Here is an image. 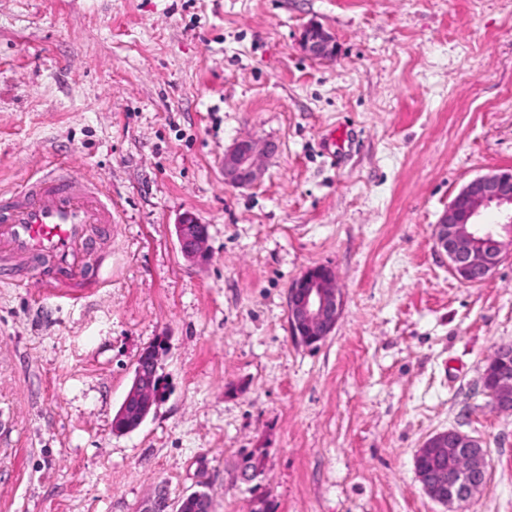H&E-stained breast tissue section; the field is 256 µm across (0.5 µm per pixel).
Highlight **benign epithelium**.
<instances>
[{
    "label": "benign epithelium",
    "instance_id": "benign-epithelium-1",
    "mask_svg": "<svg viewBox=\"0 0 512 512\" xmlns=\"http://www.w3.org/2000/svg\"><path fill=\"white\" fill-rule=\"evenodd\" d=\"M301 50L315 60L336 54L333 35L322 25L311 23L300 39ZM276 145L252 136L237 139L224 153V183L235 188L250 187L265 172L267 161L276 153ZM500 209L499 221L488 225L481 221L483 210ZM181 253L190 261L206 259L208 226L190 215L175 225ZM433 238L437 249L448 258V269L460 281L478 284L489 279L503 260L505 247H512V170H496L469 181L448 203L435 225ZM288 332L301 344L311 347L331 335L340 317L343 299L333 271L324 265L305 269L288 286ZM496 383L491 391L493 408L512 412V352L494 355ZM158 358L135 365L132 385L122 410L147 412L155 403L153 382ZM436 455L441 464L432 468L421 458ZM487 452L478 441L455 429L441 431L427 439L414 457L417 480L433 500L454 505L467 501L486 482Z\"/></svg>",
    "mask_w": 512,
    "mask_h": 512
}]
</instances>
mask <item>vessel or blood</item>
Segmentation results:
<instances>
[{"label": "vessel or blood", "instance_id": "b4317fda", "mask_svg": "<svg viewBox=\"0 0 512 512\" xmlns=\"http://www.w3.org/2000/svg\"><path fill=\"white\" fill-rule=\"evenodd\" d=\"M112 222V199L99 183L57 165L24 189L0 195V283L35 267L53 288H94L88 255L95 227Z\"/></svg>", "mask_w": 512, "mask_h": 512}]
</instances>
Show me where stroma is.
<instances>
[{"label":"stroma","instance_id":"1","mask_svg":"<svg viewBox=\"0 0 512 512\" xmlns=\"http://www.w3.org/2000/svg\"><path fill=\"white\" fill-rule=\"evenodd\" d=\"M318 22L336 56L299 47ZM273 141L225 185L239 137ZM68 163L112 196L100 288L0 286V512H448L414 456L456 429L487 450L459 512H512V413L483 387L512 344V255L448 270L433 230L471 179L512 169V0H0V193ZM207 225L187 260L175 226ZM335 274L316 346L287 290ZM161 397L112 420L142 351ZM276 151L271 141L252 136L238 138L224 153V183L235 188L254 185L262 178L267 161ZM288 332L311 347L331 335L340 317L343 299L333 271L324 265L305 269L288 286Z\"/></svg>","mask_w":512,"mask_h":512}]
</instances>
